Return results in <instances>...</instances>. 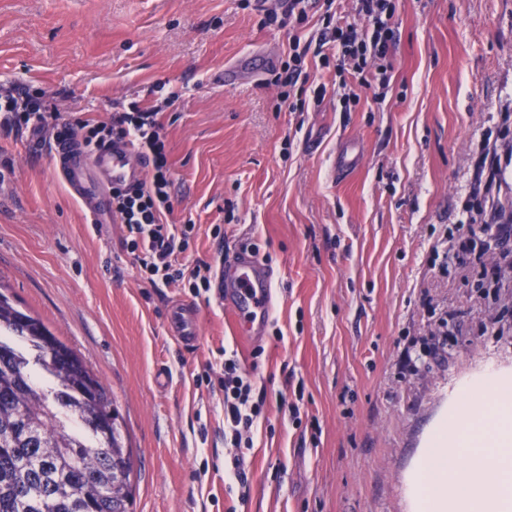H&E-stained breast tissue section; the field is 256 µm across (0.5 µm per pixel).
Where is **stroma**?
<instances>
[{"label": "stroma", "instance_id": "stroma-1", "mask_svg": "<svg viewBox=\"0 0 512 512\" xmlns=\"http://www.w3.org/2000/svg\"><path fill=\"white\" fill-rule=\"evenodd\" d=\"M397 11L385 97L343 108L319 69L322 103L281 112L291 31L240 0H0V84L65 117L161 107L166 220L192 227L174 264L214 269L245 244L275 275L272 316L244 343L214 291L143 280L125 225L108 210L88 223L32 133L0 140V290L109 390L136 455L133 512H407L405 475L463 383L489 368L512 383V270L480 239L445 255L467 208L512 251V166L500 192H471L482 146L512 153V0ZM248 53L264 65L225 84ZM349 137L364 161L339 183ZM176 307L195 347L169 328ZM228 351L265 396L242 450L224 443ZM237 455L242 487L225 479Z\"/></svg>", "mask_w": 512, "mask_h": 512}]
</instances>
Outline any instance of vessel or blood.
Returning <instances> with one entry per match:
<instances>
[{"label": "vessel or blood", "instance_id": "vessel-or-blood-1", "mask_svg": "<svg viewBox=\"0 0 512 512\" xmlns=\"http://www.w3.org/2000/svg\"><path fill=\"white\" fill-rule=\"evenodd\" d=\"M51 155L69 195L93 217L107 210L110 189L132 185L146 171L145 158L123 142L89 151L75 142L55 139ZM362 158L360 143L348 142L336 154L333 175L343 177L356 171ZM272 280V273L244 247L225 256L214 278L213 286L224 298L225 311L246 338L260 334L271 317Z\"/></svg>", "mask_w": 512, "mask_h": 512}]
</instances>
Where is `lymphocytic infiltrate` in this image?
<instances>
[{
	"label": "lymphocytic infiltrate",
	"instance_id": "1",
	"mask_svg": "<svg viewBox=\"0 0 512 512\" xmlns=\"http://www.w3.org/2000/svg\"><path fill=\"white\" fill-rule=\"evenodd\" d=\"M336 2L323 0L322 30L316 48H309L297 35L288 45V59L276 78L282 88L279 103L288 111H307L310 103H321L325 97V84H311L305 67L306 55L311 51L322 67H335L340 79L358 87L380 91L389 85L394 69L391 48L397 0H353L359 18L355 24L343 21ZM158 115L157 109L135 101L105 121L70 120L20 87L0 86L1 137L50 126L57 134L78 139L87 149L124 140L147 156L149 167L143 181L129 189L113 190L112 213L127 228L128 249L141 276L155 287L186 281L183 270L174 268L171 258L188 248L187 233L177 232L174 225L164 221L172 211V180ZM220 385L224 390V439L238 447L244 432L258 418L261 404L254 399L251 380L240 374L236 357L225 358Z\"/></svg>",
	"mask_w": 512,
	"mask_h": 512
}]
</instances>
